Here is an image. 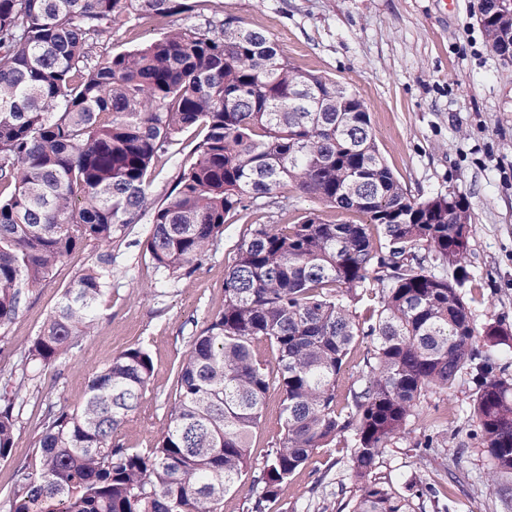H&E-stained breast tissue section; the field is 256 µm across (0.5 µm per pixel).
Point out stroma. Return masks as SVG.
<instances>
[{
  "label": "stroma",
  "instance_id": "1",
  "mask_svg": "<svg viewBox=\"0 0 512 512\" xmlns=\"http://www.w3.org/2000/svg\"><path fill=\"white\" fill-rule=\"evenodd\" d=\"M226 13L265 30L288 60L354 91L370 115L381 156L410 197L453 193L470 204L468 260L474 280L467 297L477 324L512 329V71L504 69L477 20L478 0H223ZM196 139L182 135L172 160H159L150 190L163 198L176 167L191 159ZM247 232L227 225L191 276L156 287V272L141 246L143 224L130 225L113 243L112 286L98 303V324L24 389L27 406L13 453L0 461V500L17 467L37 468L35 442L49 406L80 407L92 374L133 346L147 349L154 377L137 419L117 443L147 448L175 398L173 369L209 316L224 307V272ZM97 253L87 247L60 263L26 307L0 334V349L27 346L69 287ZM472 385L461 376L449 392L428 394L408 440L392 445L382 470L394 484L415 472L443 487L439 512H512V478L498 492L486 488L480 433L468 422ZM432 447H423L424 437ZM348 449L318 450L293 477L271 512H338V481L348 480Z\"/></svg>",
  "mask_w": 512,
  "mask_h": 512
}]
</instances>
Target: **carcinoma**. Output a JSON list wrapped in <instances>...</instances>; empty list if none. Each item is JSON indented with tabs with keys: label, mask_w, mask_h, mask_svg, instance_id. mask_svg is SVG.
<instances>
[{
	"label": "carcinoma",
	"mask_w": 512,
	"mask_h": 512,
	"mask_svg": "<svg viewBox=\"0 0 512 512\" xmlns=\"http://www.w3.org/2000/svg\"><path fill=\"white\" fill-rule=\"evenodd\" d=\"M491 45L512 16L481 8ZM183 13L147 44L112 52L105 34ZM201 127L162 200L147 176ZM310 202L294 224H250L208 317L175 372L176 397L150 448L112 443L154 376L131 347L88 382L79 409L48 408L40 467L20 469L0 512H222L250 468L270 391L280 429L251 512H269L321 448L350 449L347 512H425L438 484L396 488L380 471L431 391L462 373L474 389L490 481L512 476V332L481 327L462 288L471 212L461 198L416 201L380 155L364 102L293 65L262 29L220 0H0V330L53 269L93 245L95 259L10 367L0 368V460L11 456L21 391L93 329L112 275V242L146 217L161 287L190 273L234 217ZM356 221L327 220L315 205ZM367 382L344 401L337 379L356 344ZM267 342L274 362L260 358Z\"/></svg>",
	"instance_id": "cac0c4a2"
}]
</instances>
